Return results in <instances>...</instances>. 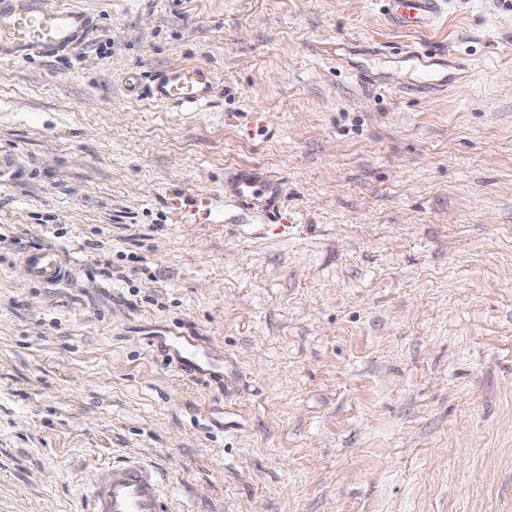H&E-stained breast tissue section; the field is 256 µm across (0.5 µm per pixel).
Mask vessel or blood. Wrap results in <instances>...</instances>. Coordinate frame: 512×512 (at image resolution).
I'll use <instances>...</instances> for the list:
<instances>
[{
  "mask_svg": "<svg viewBox=\"0 0 512 512\" xmlns=\"http://www.w3.org/2000/svg\"><path fill=\"white\" fill-rule=\"evenodd\" d=\"M387 19L393 25L424 31L437 23L443 0H388ZM95 26L93 17L78 7H58L51 0H0V59L26 61L55 55L80 45ZM403 57L420 73L419 86L441 90L446 86L433 66L432 52L404 51ZM153 100L177 112H196L207 107L216 93V78L209 68L188 65L161 72L146 89ZM224 192L251 206L275 207L281 185L261 173L240 169L224 178ZM30 277L40 283H55L71 271L63 250L45 244L26 251L22 258ZM175 345L186 367L198 372L201 348L195 339L174 333ZM163 478L150 464L128 462L97 474L87 500L88 512H164Z\"/></svg>",
  "mask_w": 512,
  "mask_h": 512,
  "instance_id": "vessel-or-blood-1",
  "label": "vessel or blood"
}]
</instances>
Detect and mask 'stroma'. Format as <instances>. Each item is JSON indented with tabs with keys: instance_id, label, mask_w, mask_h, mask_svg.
<instances>
[{
	"instance_id": "35a3bbf8",
	"label": "stroma",
	"mask_w": 512,
	"mask_h": 512,
	"mask_svg": "<svg viewBox=\"0 0 512 512\" xmlns=\"http://www.w3.org/2000/svg\"><path fill=\"white\" fill-rule=\"evenodd\" d=\"M52 2L96 26L0 61V512H81L134 458L168 512H512V0L419 33L381 0ZM406 45L447 90L406 92ZM190 64L203 111L129 88ZM243 165L290 232L225 196ZM47 242L82 258L53 284ZM30 277L39 283H56L71 272L72 262L67 260L64 251L53 244H44L24 252L22 258ZM72 263V264H71ZM170 340L173 345L177 346L180 353L183 354L185 366L190 372L201 374L199 371L200 366L197 360L201 354V348L196 340L189 336H184L180 332L175 331ZM172 345V346H173Z\"/></svg>"
}]
</instances>
